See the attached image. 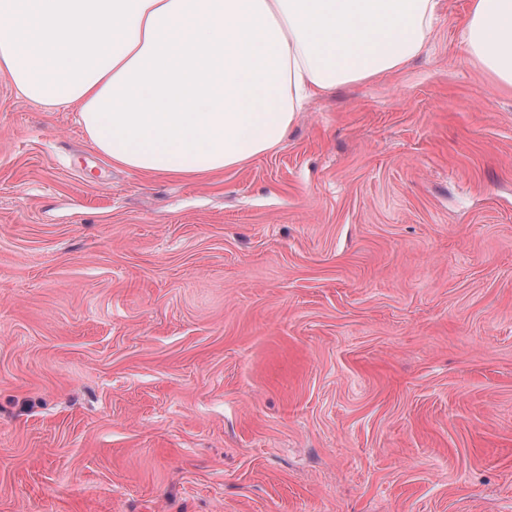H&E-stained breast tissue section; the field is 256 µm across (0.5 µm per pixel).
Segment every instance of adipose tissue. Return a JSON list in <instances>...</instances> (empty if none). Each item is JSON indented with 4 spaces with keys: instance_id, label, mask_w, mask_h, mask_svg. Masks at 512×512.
<instances>
[{
    "instance_id": "obj_1",
    "label": "adipose tissue",
    "mask_w": 512,
    "mask_h": 512,
    "mask_svg": "<svg viewBox=\"0 0 512 512\" xmlns=\"http://www.w3.org/2000/svg\"><path fill=\"white\" fill-rule=\"evenodd\" d=\"M436 0H0V73L77 106L110 162L160 177L238 167L305 102L416 55ZM473 60L512 88V0H471Z\"/></svg>"
}]
</instances>
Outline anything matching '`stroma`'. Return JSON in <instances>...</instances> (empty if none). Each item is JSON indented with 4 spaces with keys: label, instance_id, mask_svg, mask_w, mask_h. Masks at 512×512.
<instances>
[{
    "label": "stroma",
    "instance_id": "stroma-1",
    "mask_svg": "<svg viewBox=\"0 0 512 512\" xmlns=\"http://www.w3.org/2000/svg\"><path fill=\"white\" fill-rule=\"evenodd\" d=\"M469 5L195 179L0 73V512H512V89Z\"/></svg>",
    "mask_w": 512,
    "mask_h": 512
}]
</instances>
